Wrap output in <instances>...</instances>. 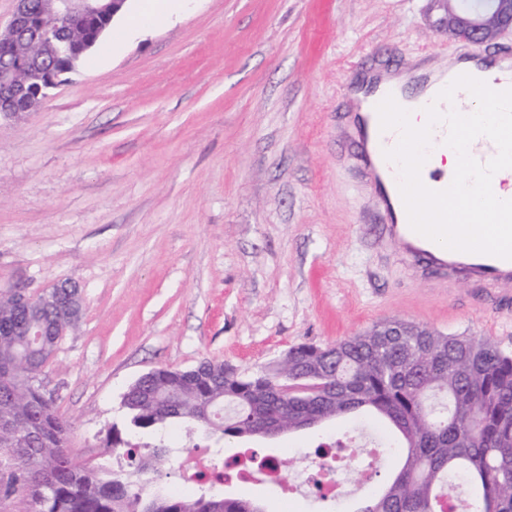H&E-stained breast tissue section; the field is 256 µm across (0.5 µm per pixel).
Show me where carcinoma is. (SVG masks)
<instances>
[{
  "label": "carcinoma",
  "mask_w": 512,
  "mask_h": 512,
  "mask_svg": "<svg viewBox=\"0 0 512 512\" xmlns=\"http://www.w3.org/2000/svg\"><path fill=\"white\" fill-rule=\"evenodd\" d=\"M47 68L73 65L64 45L54 56L24 42ZM77 327L67 304L28 308L0 300V503L11 512H255L257 503L229 497L199 476L185 492L161 483L173 448L140 447L117 429L106 452L126 464L88 466L70 454L69 422L38 379L62 334ZM322 373L323 390L283 400L278 379ZM127 430L137 435L185 425L186 435L269 437L312 429L332 419L372 413L394 429L400 465L354 512H512V353L481 336L451 335L392 320L324 347L300 345L288 360L234 376L203 360L197 372L159 368L122 399ZM22 424L33 435L7 428Z\"/></svg>",
  "instance_id": "1"
}]
</instances>
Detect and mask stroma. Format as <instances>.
Segmentation results:
<instances>
[{
	"label": "stroma",
	"instance_id": "1",
	"mask_svg": "<svg viewBox=\"0 0 512 512\" xmlns=\"http://www.w3.org/2000/svg\"><path fill=\"white\" fill-rule=\"evenodd\" d=\"M427 0H183L133 29L127 0L39 110L0 120V296L60 281L78 328L40 377L79 462L106 460L124 393L209 359L254 372L304 343L386 320L485 336L512 350V287L417 268L383 235L372 177L340 117L370 70L444 71L512 59L436 31ZM329 421L228 441L287 459L299 484Z\"/></svg>",
	"mask_w": 512,
	"mask_h": 512
}]
</instances>
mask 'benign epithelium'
<instances>
[{"instance_id": "obj_1", "label": "benign epithelium", "mask_w": 512, "mask_h": 512, "mask_svg": "<svg viewBox=\"0 0 512 512\" xmlns=\"http://www.w3.org/2000/svg\"><path fill=\"white\" fill-rule=\"evenodd\" d=\"M125 0H18V7L3 32L0 33V116H15L35 112L46 96V90L61 82L63 72L48 69L32 82H19V76L30 70L32 58L14 44L18 36L52 43L43 35V18L52 14L65 36L68 52L77 59L87 53L95 42L69 37L70 30L86 18L95 19L100 31L112 24ZM430 9L438 12L436 30L451 39L486 43L505 31H512V0H475L466 8L458 0H430ZM64 296L73 316L79 317L84 307L78 286L70 281L55 285V292L44 295L43 303L52 304Z\"/></svg>"}]
</instances>
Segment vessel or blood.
I'll use <instances>...</instances> for the list:
<instances>
[{"label":"vessel or blood","mask_w":512,"mask_h":512,"mask_svg":"<svg viewBox=\"0 0 512 512\" xmlns=\"http://www.w3.org/2000/svg\"><path fill=\"white\" fill-rule=\"evenodd\" d=\"M347 129L362 146L360 162L376 178L387 236L400 244L407 257L419 259L427 251L430 241L410 227L399 190V167L384 157L385 150L397 144L398 132L381 130L379 116L374 112L351 113ZM448 271L452 274L467 271L491 285L512 284V259L493 255L449 251Z\"/></svg>","instance_id":"b4317fda"}]
</instances>
